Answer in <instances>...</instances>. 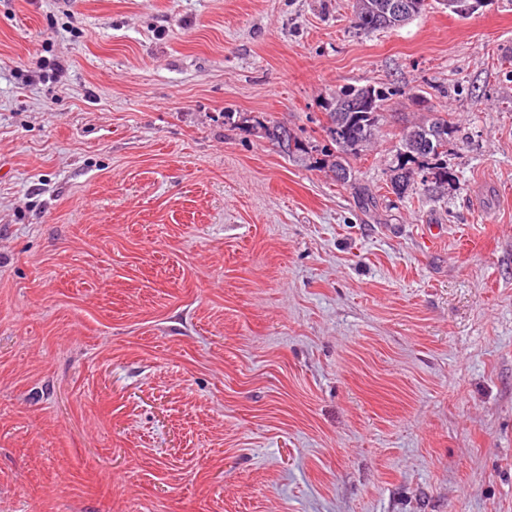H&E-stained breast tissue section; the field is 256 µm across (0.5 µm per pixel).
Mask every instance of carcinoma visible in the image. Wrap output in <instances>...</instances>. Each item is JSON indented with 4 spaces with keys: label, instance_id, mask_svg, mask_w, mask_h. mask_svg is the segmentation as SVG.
Returning <instances> with one entry per match:
<instances>
[{
    "label": "carcinoma",
    "instance_id": "carcinoma-1",
    "mask_svg": "<svg viewBox=\"0 0 512 512\" xmlns=\"http://www.w3.org/2000/svg\"><path fill=\"white\" fill-rule=\"evenodd\" d=\"M352 9L355 27L360 31L399 27L395 20L364 12L361 0H353ZM388 96L389 92L382 86L365 85L342 88L332 97L326 125L322 126L325 133L322 152L328 157L333 172H353L351 161L358 159L376 139ZM362 98L369 99L367 111L337 112L341 102ZM263 130L266 138L276 143L288 158L301 161L309 154L308 144L292 135L287 126L273 122ZM458 132L459 126L447 112H432L425 121L406 127L393 149L392 189L401 195L419 186L417 201L421 204L443 199L449 179L448 147ZM424 169L432 171L435 179L417 178Z\"/></svg>",
    "mask_w": 512,
    "mask_h": 512
}]
</instances>
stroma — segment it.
I'll use <instances>...</instances> for the list:
<instances>
[{
	"label": "stroma",
	"mask_w": 512,
	"mask_h": 512,
	"mask_svg": "<svg viewBox=\"0 0 512 512\" xmlns=\"http://www.w3.org/2000/svg\"><path fill=\"white\" fill-rule=\"evenodd\" d=\"M352 4L0 0V512H512V0ZM437 111L422 205L389 166ZM368 0H354L352 5V11L355 19V27L363 32H371L379 29H392L402 26L397 23V20H387L382 17L373 16L370 13L363 12L364 7L361 8L359 2H366ZM411 2L409 0H379L374 3L373 11L377 15L393 16L399 20L405 17L408 12H411L412 8V12L406 20L408 21L421 14L428 5L426 0H411ZM388 96L389 92L382 86L365 85L342 88L332 97L329 112H326L327 122L322 127L326 144L322 146L321 151L329 158L327 161L335 173L337 182L344 185L351 182V161L358 159L376 139L383 117L382 110L389 99ZM362 98H369V108L366 112H359L363 105L361 101L355 100L349 101L343 107V112H337L341 102ZM339 114L343 115L341 121L338 118ZM338 171H348V177L340 180L336 175ZM459 126L447 112H432L423 122L407 126L394 146V161L390 166L393 173L390 179L392 189L399 195L405 194L409 188L418 194V203L427 201L438 202L444 198L448 189V147L453 144ZM431 138L434 148L431 155H419L409 147V142L417 139ZM408 152V153H405ZM423 159L426 164L417 168L412 166L416 160ZM430 161V162H429ZM422 169L431 170L435 176L433 181L421 177L419 182L415 179L421 175ZM415 183L417 187H415ZM420 185V187H418ZM419 189L417 192L416 189ZM263 130L266 138L276 143L289 159L301 161L309 154L308 143L292 135L287 126L280 123H271V125L263 126Z\"/></svg>",
	"instance_id": "1"
}]
</instances>
